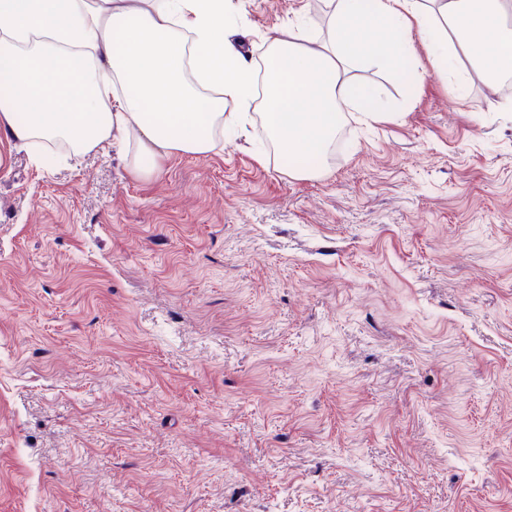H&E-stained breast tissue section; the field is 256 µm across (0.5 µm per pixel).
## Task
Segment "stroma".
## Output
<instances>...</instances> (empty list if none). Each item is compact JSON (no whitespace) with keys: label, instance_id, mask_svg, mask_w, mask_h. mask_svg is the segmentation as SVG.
I'll use <instances>...</instances> for the list:
<instances>
[{"label":"stroma","instance_id":"1","mask_svg":"<svg viewBox=\"0 0 512 512\" xmlns=\"http://www.w3.org/2000/svg\"><path fill=\"white\" fill-rule=\"evenodd\" d=\"M359 74L404 118L312 179L0 136V512H512V109Z\"/></svg>","mask_w":512,"mask_h":512}]
</instances>
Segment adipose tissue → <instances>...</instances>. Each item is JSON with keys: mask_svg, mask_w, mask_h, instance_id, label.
<instances>
[{"mask_svg": "<svg viewBox=\"0 0 512 512\" xmlns=\"http://www.w3.org/2000/svg\"><path fill=\"white\" fill-rule=\"evenodd\" d=\"M326 27L267 35L265 65L244 52L226 0H0V134L18 148L64 140L75 154L135 144L130 174L175 154L213 152L224 111L268 92L262 121L289 176L319 175L344 119L396 122L368 66L415 86L421 36L433 68L492 81L512 72V0H326ZM469 63V73L459 66Z\"/></svg>", "mask_w": 512, "mask_h": 512, "instance_id": "adipose-tissue-1", "label": "adipose tissue"}]
</instances>
